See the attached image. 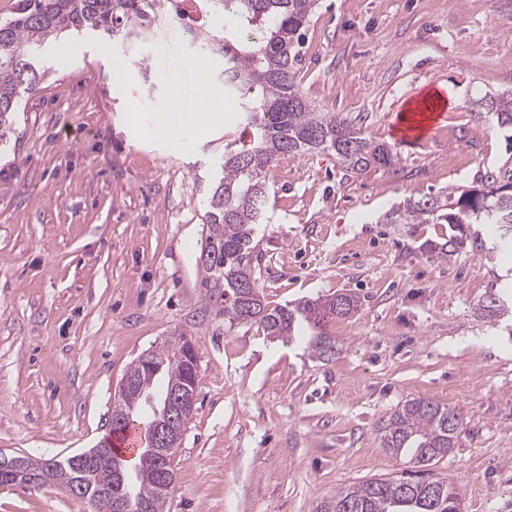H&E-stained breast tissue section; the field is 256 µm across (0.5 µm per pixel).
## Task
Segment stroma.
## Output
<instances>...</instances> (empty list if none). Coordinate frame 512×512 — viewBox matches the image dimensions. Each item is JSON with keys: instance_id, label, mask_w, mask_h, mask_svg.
Listing matches in <instances>:
<instances>
[{"instance_id": "stroma-1", "label": "stroma", "mask_w": 512, "mask_h": 512, "mask_svg": "<svg viewBox=\"0 0 512 512\" xmlns=\"http://www.w3.org/2000/svg\"><path fill=\"white\" fill-rule=\"evenodd\" d=\"M175 0H140L147 36L131 45L83 35V56L49 54L0 150V452L60 459L107 434L130 364L165 338L189 336L197 404L171 465L168 512H320L373 478L461 486L465 512H512V308L488 317L512 284V249L496 225L467 231L484 251L422 253L444 224H388L404 198L476 181L506 155L475 102L512 89V0H318L296 66L303 96L376 141L396 164L348 175L333 152L288 156L268 174L257 238L268 307L354 293L357 312L328 331L342 351L311 358L306 340L229 324L199 260L209 189L238 133V104L203 103L194 67L224 87L218 41L235 22L177 19ZM127 73L114 86V63ZM223 112L222 126L176 148L146 137L168 106ZM437 93L425 137L398 141V114ZM462 151L460 165L448 156ZM456 409L464 431L429 467L381 446L405 401ZM0 512H97L52 486H0Z\"/></svg>"}]
</instances>
